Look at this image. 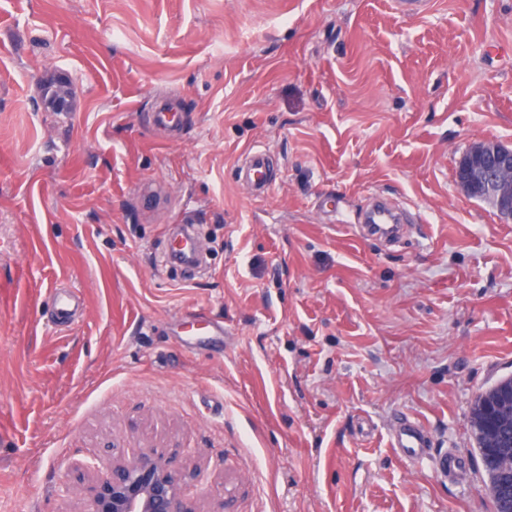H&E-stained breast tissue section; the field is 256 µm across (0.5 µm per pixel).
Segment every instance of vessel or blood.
<instances>
[{
    "mask_svg": "<svg viewBox=\"0 0 512 512\" xmlns=\"http://www.w3.org/2000/svg\"><path fill=\"white\" fill-rule=\"evenodd\" d=\"M268 168L267 151L254 150L248 154L239 174L252 190L261 192L267 185ZM367 221L375 234L386 238H394L399 234L401 218L386 205H377L369 213ZM388 437L391 448L400 458L413 463L433 461L440 482H454L465 468L463 457L455 449L433 452L428 430L418 419L408 416L400 418L390 425Z\"/></svg>",
    "mask_w": 512,
    "mask_h": 512,
    "instance_id": "1",
    "label": "vessel or blood"
}]
</instances>
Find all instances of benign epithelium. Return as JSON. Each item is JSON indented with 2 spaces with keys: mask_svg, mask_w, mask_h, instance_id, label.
I'll return each mask as SVG.
<instances>
[{
  "mask_svg": "<svg viewBox=\"0 0 512 512\" xmlns=\"http://www.w3.org/2000/svg\"><path fill=\"white\" fill-rule=\"evenodd\" d=\"M454 180L470 196L488 195L505 221L512 220V148L475 141L454 170ZM478 447L493 466L502 465L494 494L498 512H512V378L486 397L476 424ZM68 482L86 492V512H203L189 497L191 482L203 483L205 470L189 462L184 452L141 448L125 455L109 452L106 459L66 464Z\"/></svg>",
  "mask_w": 512,
  "mask_h": 512,
  "instance_id": "7a95c632",
  "label": "benign epithelium"
}]
</instances>
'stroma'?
<instances>
[{"mask_svg":"<svg viewBox=\"0 0 512 512\" xmlns=\"http://www.w3.org/2000/svg\"><path fill=\"white\" fill-rule=\"evenodd\" d=\"M475 140L512 147V0H0V512H84L60 463L107 441L193 452L209 508L494 512L469 408L512 377V222L452 178ZM375 195L397 245L353 230ZM405 415L456 482L389 448ZM269 154L265 150H252L239 169L240 178L254 191L263 192L267 185Z\"/></svg>","mask_w":512,"mask_h":512,"instance_id":"35a3bbf8","label":"stroma"}]
</instances>
